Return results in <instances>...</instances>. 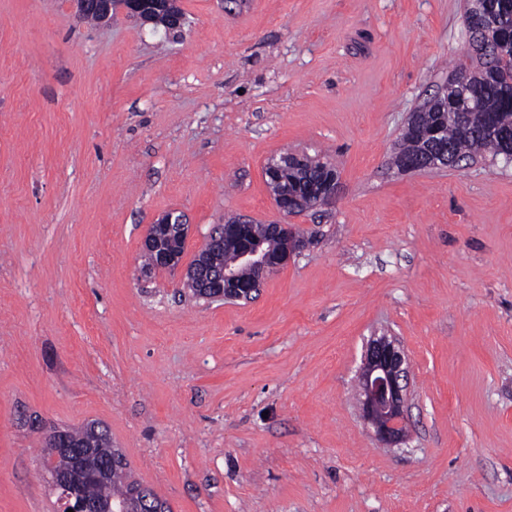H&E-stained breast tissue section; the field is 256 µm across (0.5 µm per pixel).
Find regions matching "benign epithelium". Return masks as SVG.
<instances>
[{"instance_id": "1", "label": "benign epithelium", "mask_w": 512, "mask_h": 512, "mask_svg": "<svg viewBox=\"0 0 512 512\" xmlns=\"http://www.w3.org/2000/svg\"><path fill=\"white\" fill-rule=\"evenodd\" d=\"M80 17H95L106 23L112 19L116 0H74ZM126 13L144 24L154 22L158 15L165 14L178 29L181 16L176 12L177 0H121ZM445 101L443 112H454L472 92L468 78L460 71L453 72L443 88ZM460 159L447 154L432 155L427 159L401 157L400 169L413 172L426 168H455ZM302 156L289 152L279 161L270 164L269 178L272 183L282 182L285 171L299 167ZM339 176L336 165L329 167L313 201L314 208L330 207L336 203ZM274 202L281 219L269 223L267 236L279 241L273 251L266 241L258 239L251 230V224L241 220L236 224H218L208 235L203 250L211 252L208 264L187 267L184 277L208 285L204 293L213 299L251 301L252 295L262 288L265 279L288 265L303 247V240L295 233L285 219L295 214L294 197L288 190L281 189ZM189 236V225L183 219L165 214L149 225L141 241L143 253L152 257L157 269L177 272L181 269L182 250ZM226 249L235 255V263L249 272V278L240 277L238 271L224 265L223 257L215 254ZM410 363L400 342L395 338L379 336L372 338L367 346L363 367L360 372L361 416L366 427L384 445L392 447L404 441L407 392ZM48 450L56 458L81 463L82 469L66 467L53 474L52 481L68 488L67 507L73 512H96L97 505L87 501L82 494L83 476L110 477L112 471L122 467L124 461L113 455L108 461L92 464L93 449L73 442L61 429L53 428L48 435Z\"/></svg>"}]
</instances>
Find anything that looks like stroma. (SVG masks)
Listing matches in <instances>:
<instances>
[{
  "label": "stroma",
  "mask_w": 512,
  "mask_h": 512,
  "mask_svg": "<svg viewBox=\"0 0 512 512\" xmlns=\"http://www.w3.org/2000/svg\"><path fill=\"white\" fill-rule=\"evenodd\" d=\"M179 5L167 34L0 0V512H56L46 431L91 422L172 512H512V162L392 163L472 51L465 0ZM287 151L340 189L255 300L145 267L162 214L187 264L276 220ZM382 334L411 366L396 448L358 408Z\"/></svg>",
  "instance_id": "stroma-1"
}]
</instances>
